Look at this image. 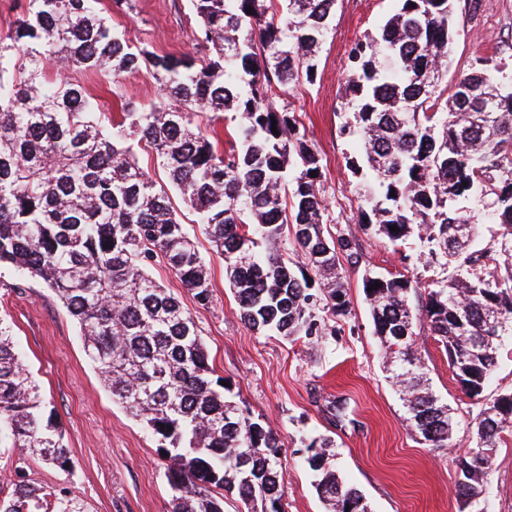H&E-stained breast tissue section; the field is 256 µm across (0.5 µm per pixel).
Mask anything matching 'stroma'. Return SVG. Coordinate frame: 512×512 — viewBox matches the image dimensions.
Listing matches in <instances>:
<instances>
[{"label": "stroma", "mask_w": 512, "mask_h": 512, "mask_svg": "<svg viewBox=\"0 0 512 512\" xmlns=\"http://www.w3.org/2000/svg\"><path fill=\"white\" fill-rule=\"evenodd\" d=\"M105 6L112 24L132 44L160 54L195 51L196 21L190 0H123ZM396 0H337L328 36L317 57L314 83H304L279 99L293 110L314 144L322 165L320 192L330 233H352L362 264L346 268L348 317L327 322V335L292 341L266 336L241 321L224 275V261L212 249L193 210L180 196L172 202L184 232L195 242L209 269L213 300L194 304L162 260L150 274L181 297L201 331L209 363L228 395L252 417L268 425L282 444L281 466L286 512H328L314 487V474L301 462L313 437H330L341 479L358 488L371 512H462L454 485L456 460L470 444L468 424L477 412L473 400L452 378L444 350L421 330L415 350L432 392L447 404L457 426L446 450L419 444L392 378L386 354L362 288L365 269L396 271L410 265L424 276L446 278L447 269L410 251L402 262L383 236L361 230L358 205L362 183L351 172L362 158L354 137L343 130L342 110L349 51L364 34L394 13ZM452 62L444 79L453 85L458 72L475 59L490 57L512 71V0H455ZM87 93L98 97L104 113L119 118L121 103H157L158 80L143 70L112 84L81 76ZM0 317L14 330L15 343L38 380L45 405L61 426L70 450L67 470L23 464L13 448H0V485L25 466L32 481L64 487L79 497L86 512H168L171 492L156 443L123 408L113 404L97 370L88 362L79 329L50 288L8 266L0 267ZM346 403L343 422H333L329 402ZM491 512H512V434H504L485 486Z\"/></svg>", "instance_id": "1"}]
</instances>
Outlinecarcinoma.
Masks as SVG:
<instances>
[{
	"instance_id": "cac0c4a2",
	"label": "carcinoma",
	"mask_w": 512,
	"mask_h": 512,
	"mask_svg": "<svg viewBox=\"0 0 512 512\" xmlns=\"http://www.w3.org/2000/svg\"><path fill=\"white\" fill-rule=\"evenodd\" d=\"M454 2L399 0L379 31L351 47L344 97L353 122L344 130L363 151L353 174L372 172L362 230L394 247L413 238L452 268L431 282L366 270L362 286L375 334L400 361L395 379L420 444L448 447L455 422L448 406L416 389L417 325L428 326L461 390L481 403L455 481L457 497L475 506L501 433L512 428V391L485 394L499 346L512 343V75L477 63L458 73L453 92L441 87ZM191 4L197 54L177 56L129 44L101 0H24L22 18L0 38V266L41 279L76 321L112 402L166 452L170 512H224V493L233 491L245 512H285L278 435L227 399L194 318L148 265L162 256L196 305L212 302L206 264L171 205L175 190L224 259L250 328L316 336L318 313L349 314L339 269L358 266L362 254L353 236L335 238L325 227L321 159L295 112L275 104L316 79L336 0ZM50 62L113 84L150 68L175 105L123 103L122 120L108 124L79 81L49 77ZM199 110L240 117L229 148L193 124ZM141 147L162 160L168 183L138 164ZM474 205L498 226L488 238L469 214ZM288 235L318 287L289 267L279 248ZM417 288L422 305L413 309ZM0 447L61 470L70 462L2 319ZM332 447L328 439L308 445L318 496L331 512H370L336 476ZM478 455L482 468L473 467ZM11 487L0 512H84L66 489L43 487L21 467Z\"/></svg>"
}]
</instances>
